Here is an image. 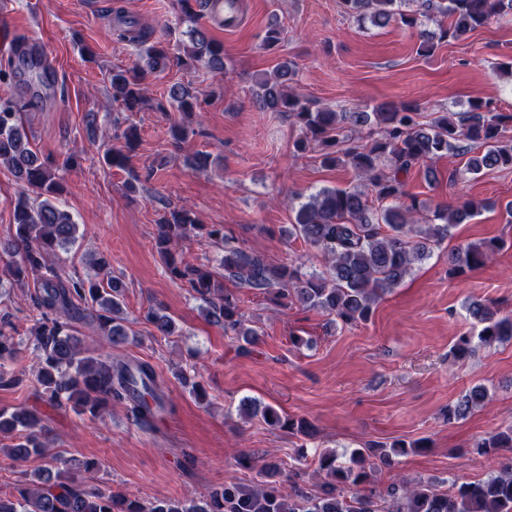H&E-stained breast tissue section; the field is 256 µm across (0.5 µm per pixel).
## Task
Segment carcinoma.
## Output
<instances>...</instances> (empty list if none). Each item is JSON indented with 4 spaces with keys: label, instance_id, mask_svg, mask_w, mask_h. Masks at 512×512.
I'll return each mask as SVG.
<instances>
[{
    "label": "carcinoma",
    "instance_id": "1",
    "mask_svg": "<svg viewBox=\"0 0 512 512\" xmlns=\"http://www.w3.org/2000/svg\"><path fill=\"white\" fill-rule=\"evenodd\" d=\"M179 2L181 22L189 23V28L174 57L164 43L150 40L136 21L126 19L118 29L119 37L135 46L136 60L128 68L112 70L109 94L128 112L148 104L146 77L163 73L173 61L186 69L201 65L224 70V45L197 25L214 0ZM342 5L347 14L374 25L394 21L413 28L421 19L440 13L449 20L441 39L460 38L495 18L512 17V0H420L411 13L402 10L406 0H342ZM283 41V29L269 25L265 49L275 51ZM294 73V64H276L256 80L253 103L262 111L286 115L299 128L296 152L305 153L314 145L321 165L349 167L371 187L369 194L354 188H323L292 207L294 222L280 232L319 250L325 269L307 273L293 262L270 263L240 246L225 233L224 225L201 223L186 206L170 209L156 224L154 248L170 278L204 303L209 321L224 329V335L244 342L242 350L255 343L259 331L248 325L241 297L224 289V281L238 289L269 294L283 308L297 303L320 309L344 325L365 323L381 296L397 287L415 262L427 257L432 246L448 238L453 226L471 219L479 208L473 200L437 203L422 214L415 204L401 203L405 191L400 176L449 151L468 156L459 170L462 176L512 167V140L502 135L512 123V113L500 112L490 103L477 102L466 112L428 122L421 121L413 105L381 103L370 112L359 107L337 112L315 105L290 87ZM153 107L177 112L178 119L170 127L175 146L195 135L188 120L201 110L202 100L190 86L172 85L168 99L154 101ZM371 122L376 129L366 141L357 128ZM116 139L122 141L121 147L107 152L105 160L128 171L126 189L134 193L139 177L130 164L139 145L136 127H127ZM0 167L24 184L13 205L14 232L0 246L10 257L0 270V285L5 277L14 282L33 278L30 335L36 370L30 384L53 409L96 418L113 405H123L140 429L152 430L159 416L170 411L154 366L145 360L91 355L82 349L77 323L100 332L111 347L128 342L132 332L123 308V285L112 276L104 287L95 278L66 277L52 267L56 249L75 239L77 224L56 204L64 186L55 161L32 150L22 112L11 100L0 102ZM191 237L205 239L224 252L221 270L185 258L182 243ZM503 248L504 242L497 238L460 247L453 254V271L476 270ZM469 312L478 331L456 338L451 347L455 359L466 358L478 346L512 339L511 318H501L493 308L477 302L470 304ZM141 320L161 336L178 333L176 322L158 309H147ZM16 333L10 322L0 320V387L22 383L7 365L19 354ZM488 402L487 389L474 386L448 407V419L463 418ZM46 419L44 413L25 406L0 409V438L12 440L0 451L20 461L51 460L34 471L26 485L9 492L0 489V512H512V463L482 482L454 481L446 490L431 479H419L402 480L378 494L363 493L379 468L395 463L394 457L427 450L424 439L354 449L345 461L333 451L318 453L313 463L322 483L315 494L291 479L281 481L279 463L258 464L242 457L238 465L256 475L250 485L229 482L198 500L143 502L110 487L86 489L79 474L98 469L99 463L91 459L61 462L54 457L44 435ZM262 419L290 434L308 437L313 432L309 421L284 418L272 406L263 408ZM476 448L484 454L512 448V428L482 439Z\"/></svg>",
    "mask_w": 512,
    "mask_h": 512
}]
</instances>
